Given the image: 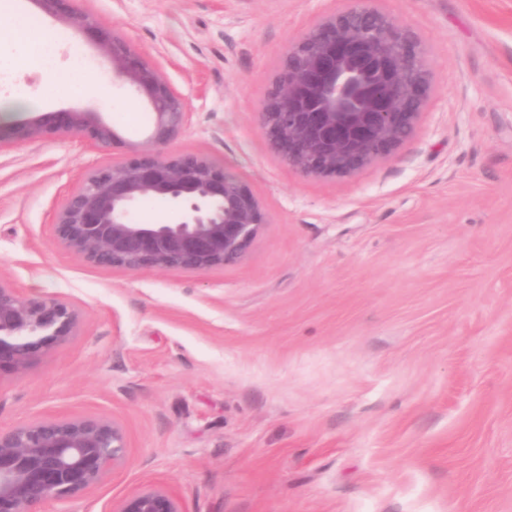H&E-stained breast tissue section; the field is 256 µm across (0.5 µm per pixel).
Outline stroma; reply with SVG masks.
Returning a JSON list of instances; mask_svg holds the SVG:
<instances>
[{
    "label": "stroma",
    "mask_w": 512,
    "mask_h": 512,
    "mask_svg": "<svg viewBox=\"0 0 512 512\" xmlns=\"http://www.w3.org/2000/svg\"><path fill=\"white\" fill-rule=\"evenodd\" d=\"M11 2L35 27L21 53L0 29V121L97 112L123 138L0 152V277L80 314L0 375V428L96 415L127 437L121 469L41 512H112L147 486L184 512H512V0H372L417 33L434 91L393 157L340 178L274 157L258 112L288 43L352 0H79L184 96L172 150L225 165L271 218L237 263L134 272L63 250L53 223L150 111L125 108L94 45Z\"/></svg>",
    "instance_id": "obj_1"
}]
</instances>
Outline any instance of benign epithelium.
<instances>
[{
    "mask_svg": "<svg viewBox=\"0 0 512 512\" xmlns=\"http://www.w3.org/2000/svg\"><path fill=\"white\" fill-rule=\"evenodd\" d=\"M94 44L112 77L151 112L145 140L123 160L90 168L56 213L57 243L101 267L208 271L243 257L269 223L252 188L200 153L169 145L191 119L184 98L125 35L75 9L76 0H35ZM433 75L421 41L404 22L362 0L320 20L288 44L259 112L269 151L307 177H346L390 157L429 102ZM47 134L77 137L95 151L122 141L97 112H35L0 123V151ZM178 210L145 224L141 205ZM78 312L64 299L29 295L0 279V372H21L70 340ZM126 437L102 417H53L0 429V512H37L96 486L126 458ZM113 512H183L178 497L144 487Z\"/></svg>",
    "mask_w": 512,
    "mask_h": 512,
    "instance_id": "1",
    "label": "benign epithelium"
}]
</instances>
